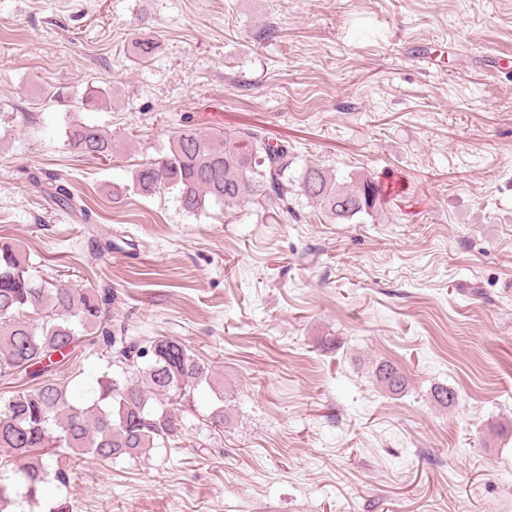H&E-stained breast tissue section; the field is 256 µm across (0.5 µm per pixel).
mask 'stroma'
Masks as SVG:
<instances>
[{
	"instance_id": "35a3bbf8",
	"label": "stroma",
	"mask_w": 512,
	"mask_h": 512,
	"mask_svg": "<svg viewBox=\"0 0 512 512\" xmlns=\"http://www.w3.org/2000/svg\"><path fill=\"white\" fill-rule=\"evenodd\" d=\"M75 121L112 135L110 162L72 152ZM185 124L286 140L294 175L373 177L378 213L275 222L129 192ZM54 178L88 217L51 202ZM1 238L35 275L110 285L134 335L177 337L224 384L223 431L201 388L191 448L84 459L45 501L512 512V0H0ZM112 370L87 342L61 375L86 399ZM376 380L392 393H400L406 388V378L393 364L387 362L376 367Z\"/></svg>"
}]
</instances>
